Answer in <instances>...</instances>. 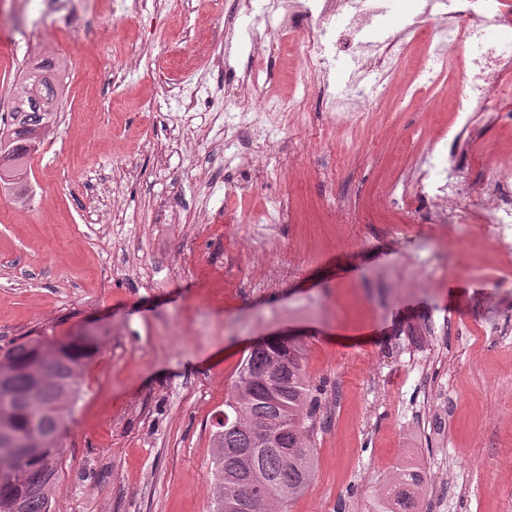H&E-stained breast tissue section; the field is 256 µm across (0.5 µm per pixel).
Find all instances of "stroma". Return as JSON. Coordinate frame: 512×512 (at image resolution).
<instances>
[{"mask_svg":"<svg viewBox=\"0 0 512 512\" xmlns=\"http://www.w3.org/2000/svg\"><path fill=\"white\" fill-rule=\"evenodd\" d=\"M428 0H372L399 33ZM266 0H0V109L31 58L65 73L27 164V195L0 194V344L83 332L102 347L63 438L56 512H210L211 433L252 346L294 337L322 385L315 477L286 512H370L396 467L447 474L415 512H505L512 502V253L493 225L464 227L385 193L412 177L457 100L401 86L415 46L349 135L304 92L290 40L260 72L269 101L230 121ZM271 140L248 191L242 150ZM512 128L453 144L466 177ZM288 214L270 221L279 199Z\"/></svg>","mask_w":512,"mask_h":512,"instance_id":"stroma-1","label":"stroma"}]
</instances>
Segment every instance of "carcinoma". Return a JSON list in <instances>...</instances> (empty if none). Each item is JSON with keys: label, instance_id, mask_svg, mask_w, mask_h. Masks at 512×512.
<instances>
[{"label": "carcinoma", "instance_id": "carcinoma-1", "mask_svg": "<svg viewBox=\"0 0 512 512\" xmlns=\"http://www.w3.org/2000/svg\"><path fill=\"white\" fill-rule=\"evenodd\" d=\"M64 82L62 68L50 57H42L15 77L10 87L9 121L0 127V153L13 155L7 168H0V189L23 198L22 174L28 156L40 138L34 137L39 123L35 109L56 111ZM26 336L0 346V377L9 386L0 388V436H27L37 432L42 441L39 454L24 462L21 478L0 479V512H55L56 493L62 468V438L71 410L80 398L83 371L95 358L99 336H69L48 342ZM38 364L40 382L31 390L30 369ZM279 369V396L269 400L266 377ZM320 388L306 373L304 348L293 342L283 346L272 340L251 349L240 363L233 390L224 401L228 422L212 433L214 487L211 512H225L227 496L241 498L240 512H250L257 503L261 512H283L291 501L303 495L315 471L310 433L319 408ZM275 425L280 436L269 448L253 457L256 432ZM423 484L415 475L402 472L376 502L374 512H411L413 496Z\"/></svg>", "mask_w": 512, "mask_h": 512}]
</instances>
